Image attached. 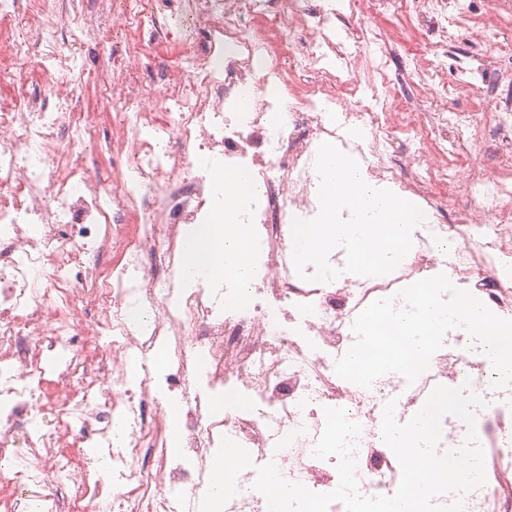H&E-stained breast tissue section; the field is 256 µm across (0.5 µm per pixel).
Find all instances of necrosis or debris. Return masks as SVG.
<instances>
[{
	"label": "necrosis or debris",
	"mask_w": 512,
	"mask_h": 512,
	"mask_svg": "<svg viewBox=\"0 0 512 512\" xmlns=\"http://www.w3.org/2000/svg\"><path fill=\"white\" fill-rule=\"evenodd\" d=\"M0 0V500L7 512H209L217 449L243 455L224 512H267L254 490L257 467L328 493L335 457H315L324 410L345 409L362 431L355 476L363 496L392 495L397 457L381 435L383 407L405 422L436 386L468 388L481 447L495 465L485 485L460 494L457 512H512V384L464 334L440 350L414 383L399 375L363 388L339 377L351 326L372 302L443 264L499 311L512 314V45L499 22L512 0H114L126 37L106 69L73 48L106 40L93 21L99 0ZM406 13L431 31L425 53L408 54L391 83L387 38L374 22ZM354 18L337 30V19ZM474 18L486 55L448 68L456 23ZM176 65L146 79L138 60L158 44ZM369 66L374 79L354 75ZM110 104L117 133L108 166L85 152L97 115L71 106L88 81ZM252 109L238 111L243 86ZM475 100L454 108L455 99ZM364 136L353 141L347 125ZM498 140L495 170L481 162ZM340 145L365 164L368 181L425 204L427 224L394 271L380 278L301 279L289 238L315 217V153ZM402 146L398 161L389 156ZM225 173L251 169L257 193L242 221L255 244L248 285L227 278L181 285L182 244L219 195L205 160ZM460 205L449 210V199ZM455 243L456 260L445 249ZM95 347L73 343L79 326ZM171 354L165 378L150 364ZM167 388L181 402L183 448H167ZM235 394L217 412L206 392Z\"/></svg>",
	"instance_id": "4bbe7bcc"
}]
</instances>
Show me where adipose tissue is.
Returning <instances> with one entry per match:
<instances>
[{"instance_id": "adipose-tissue-1", "label": "adipose tissue", "mask_w": 512, "mask_h": 512, "mask_svg": "<svg viewBox=\"0 0 512 512\" xmlns=\"http://www.w3.org/2000/svg\"><path fill=\"white\" fill-rule=\"evenodd\" d=\"M250 242L236 209L217 211L210 223L202 225L183 243L182 280L192 286L216 277L245 280L249 274Z\"/></svg>"}]
</instances>
